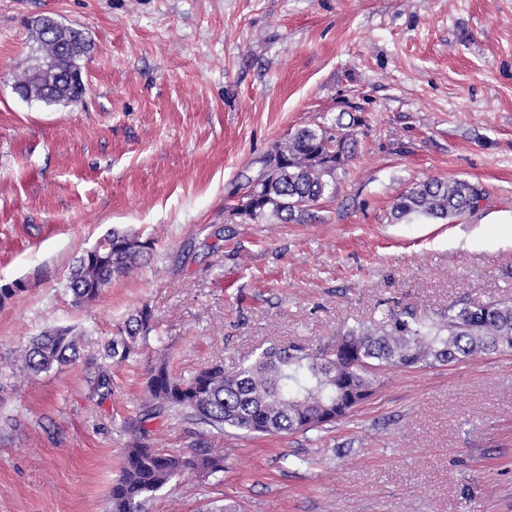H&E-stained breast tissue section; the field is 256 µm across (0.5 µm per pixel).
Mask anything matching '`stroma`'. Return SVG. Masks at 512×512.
<instances>
[{
  "mask_svg": "<svg viewBox=\"0 0 512 512\" xmlns=\"http://www.w3.org/2000/svg\"><path fill=\"white\" fill-rule=\"evenodd\" d=\"M93 42L86 91L22 99L34 19ZM360 116L335 197L298 221L231 215L273 144ZM466 179L478 209L395 223L398 194ZM115 227L152 238L143 264L75 303V260ZM0 512H108L146 373H235L273 344L319 345L409 311L512 296V0H0ZM154 327L93 396L90 363L137 309ZM69 327L80 357L22 374L14 350ZM163 452L222 472L156 492L146 512H512V350L382 370L319 431L246 436L175 412Z\"/></svg>",
  "mask_w": 512,
  "mask_h": 512,
  "instance_id": "35a3bbf8",
  "label": "stroma"
}]
</instances>
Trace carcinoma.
Instances as JSON below:
<instances>
[{
  "label": "carcinoma",
  "instance_id": "cac0c4a2",
  "mask_svg": "<svg viewBox=\"0 0 512 512\" xmlns=\"http://www.w3.org/2000/svg\"><path fill=\"white\" fill-rule=\"evenodd\" d=\"M78 50L64 61L79 67L90 44L73 31ZM85 89L70 84L50 89L48 104H68ZM305 126L275 143L267 160L275 162L271 177L250 194L257 220L282 223L304 216L320 200L332 198L337 173L357 149L353 128L358 118ZM484 192L465 179H426L400 193L391 218L449 220L478 208ZM154 242L135 231L114 228L77 260L67 287L79 302L92 303L112 279L127 273L153 250ZM151 313L130 315L107 344L92 381L94 394H112L110 364L128 361L153 330ZM80 336L57 328L17 349L23 372H46L79 356ZM512 349V299L472 305L462 300L448 306L438 321H419L404 311L376 324L349 329L336 341L310 348L302 343L272 347L224 373L222 363L207 366L189 378L174 376L166 354L148 371L143 400L146 413L132 431L119 476L109 492V512H145L154 493L187 473L207 476L224 470V456L205 448L168 455L156 448L147 420L165 410L181 413L197 425L216 431L229 428L247 435L279 436L307 432L342 420L373 393V370L416 369L463 361L481 353Z\"/></svg>",
  "mask_w": 512,
  "mask_h": 512
}]
</instances>
